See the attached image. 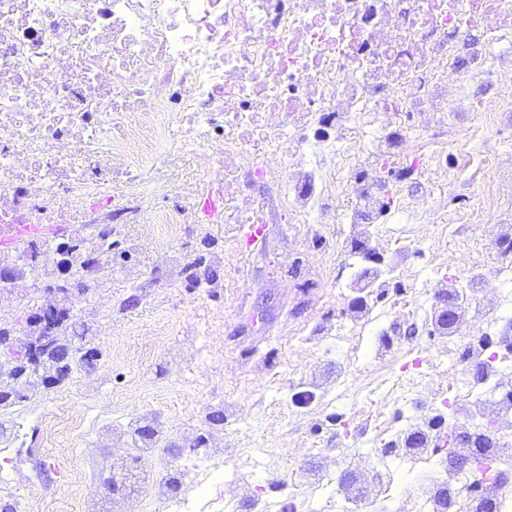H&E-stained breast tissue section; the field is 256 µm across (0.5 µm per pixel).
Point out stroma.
<instances>
[{
	"instance_id": "obj_1",
	"label": "stroma",
	"mask_w": 512,
	"mask_h": 512,
	"mask_svg": "<svg viewBox=\"0 0 512 512\" xmlns=\"http://www.w3.org/2000/svg\"><path fill=\"white\" fill-rule=\"evenodd\" d=\"M447 157V224L431 223L414 179L395 176L419 207L409 223L367 225L394 271L361 304L346 224H271L241 253L217 229L186 224L162 242L149 224L119 225L111 267L76 305L100 359L29 391L20 411L57 431L0 457L28 512H193V485L161 490L215 450L213 495L277 512L293 493L336 512L346 476L373 466L356 427L427 413L448 397L453 367H469L471 337L512 324V278L498 274L512 263V114L449 113ZM198 260L213 287L196 286ZM54 282L41 269L17 280L0 294V325L29 335L22 318L51 301ZM448 286L468 296L450 348L430 316ZM303 391L316 397L307 410L292 403ZM138 447L152 452L156 494L109 496L104 481Z\"/></svg>"
}]
</instances>
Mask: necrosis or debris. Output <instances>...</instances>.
<instances>
[{
	"mask_svg": "<svg viewBox=\"0 0 512 512\" xmlns=\"http://www.w3.org/2000/svg\"><path fill=\"white\" fill-rule=\"evenodd\" d=\"M512 34V0H0V247L51 256L81 227L80 268L111 261L115 225L140 223L165 195L160 147L205 171L188 201L155 207L158 237L182 225L312 224L330 207L373 224L394 201L384 169L409 166L429 195L447 190L437 130L492 74L494 42ZM499 352L478 343L482 380L460 373L452 420L470 409L508 417ZM475 458L495 512H512V431ZM377 444L366 512H383L392 459L438 474L405 486L411 512H481L470 476L429 450L423 417Z\"/></svg>",
	"mask_w": 512,
	"mask_h": 512,
	"instance_id": "obj_1",
	"label": "necrosis or debris"
}]
</instances>
